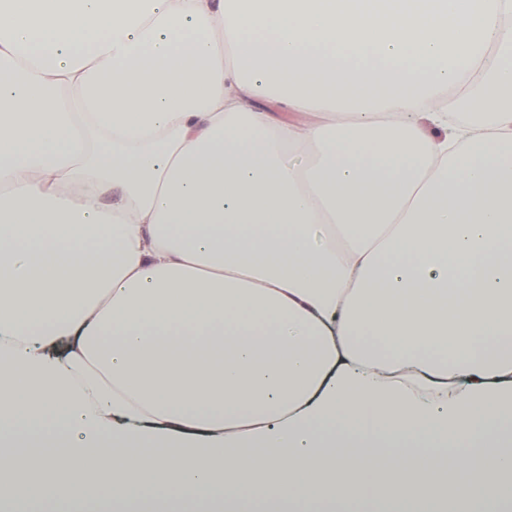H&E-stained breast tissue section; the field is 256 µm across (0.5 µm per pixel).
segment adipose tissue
<instances>
[{
  "instance_id": "1",
  "label": "adipose tissue",
  "mask_w": 512,
  "mask_h": 512,
  "mask_svg": "<svg viewBox=\"0 0 512 512\" xmlns=\"http://www.w3.org/2000/svg\"><path fill=\"white\" fill-rule=\"evenodd\" d=\"M255 488L512 505V0H0V504Z\"/></svg>"
}]
</instances>
